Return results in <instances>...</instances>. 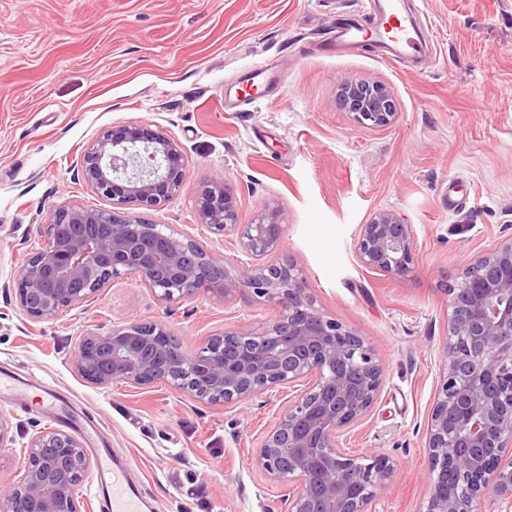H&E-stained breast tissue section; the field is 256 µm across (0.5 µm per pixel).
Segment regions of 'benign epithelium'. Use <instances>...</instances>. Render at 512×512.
Segmentation results:
<instances>
[{
    "label": "benign epithelium",
    "mask_w": 512,
    "mask_h": 512,
    "mask_svg": "<svg viewBox=\"0 0 512 512\" xmlns=\"http://www.w3.org/2000/svg\"><path fill=\"white\" fill-rule=\"evenodd\" d=\"M339 101L355 121L391 125L393 95L382 84L344 78ZM81 176L114 209L64 205L48 212L43 246L13 280L20 308L45 321L85 302L110 279L130 276L171 302L194 297L200 283L226 296L246 290L267 298L278 318L261 331L226 330L224 354L173 351L162 322H132L80 337L77 373L107 388L120 379L240 406L249 397L294 389L264 434L262 468L295 484L289 512H368L395 474L386 455L351 454L341 434L371 411L384 367L368 339L316 308L291 265L268 261L281 245L283 214L266 209L240 242L254 263L228 271L202 244L150 224L137 208L161 207L188 178L181 144L147 123L104 130L82 154ZM197 217L216 234L235 230L237 201L224 175L211 178ZM412 226L379 211L360 225L354 250L366 268L390 279L414 263ZM448 341L427 427L426 512H481L487 498L512 509V238L469 261L448 287ZM88 461L74 436L47 427L25 446L22 476L0 483V512H81L75 487Z\"/></svg>",
    "instance_id": "obj_1"
}]
</instances>
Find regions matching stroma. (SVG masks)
<instances>
[{"mask_svg": "<svg viewBox=\"0 0 512 512\" xmlns=\"http://www.w3.org/2000/svg\"><path fill=\"white\" fill-rule=\"evenodd\" d=\"M375 0H0V367L72 394L132 461L144 512H288L293 486L257 462L287 394L231 407L156 384L102 389L72 355L86 331L162 322L192 350L228 329L258 331L278 311L248 291L199 290L166 302L133 278L37 322L12 281L46 238L50 208L111 209L81 178L84 147L106 128L158 126L183 148L188 178L142 216L202 243L236 270L250 258L241 227L268 205L286 215L273 259L294 266L314 306L368 337L385 367L364 421L340 438L397 466L369 512H425L426 432L448 327V286L463 265L512 237V0H408L425 42L421 64L322 51L337 26L374 24ZM275 80L237 101L247 70ZM384 84L391 126L357 124L340 82ZM224 175L237 231L200 224L196 200ZM389 210L411 224L414 265L394 280L354 252L361 224ZM13 438L0 482L21 475L23 448L50 419L26 399L0 404Z\"/></svg>", "mask_w": 512, "mask_h": 512, "instance_id": "obj_1", "label": "stroma"}]
</instances>
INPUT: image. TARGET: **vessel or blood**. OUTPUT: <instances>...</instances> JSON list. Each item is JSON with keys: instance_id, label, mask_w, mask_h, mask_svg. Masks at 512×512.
Returning a JSON list of instances; mask_svg holds the SVG:
<instances>
[{"instance_id": "1", "label": "vessel or blood", "mask_w": 512, "mask_h": 512, "mask_svg": "<svg viewBox=\"0 0 512 512\" xmlns=\"http://www.w3.org/2000/svg\"><path fill=\"white\" fill-rule=\"evenodd\" d=\"M404 0H389L388 16L383 24L373 30V40L388 56L414 55L420 49L417 34L411 33L404 13ZM363 38L358 29L340 27L330 32L324 49L338 54L359 51ZM33 386L32 379L11 372H0V399L24 396ZM40 414L79 430L97 462L98 492L107 512H141L142 490L127 477L128 463L114 457L102 435V426L86 415L68 397L55 394L44 400Z\"/></svg>"}]
</instances>
